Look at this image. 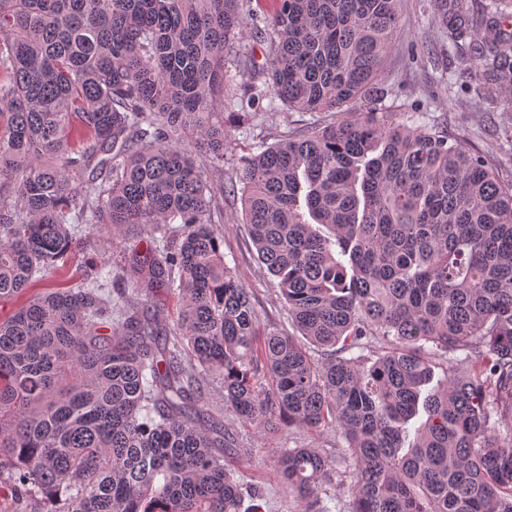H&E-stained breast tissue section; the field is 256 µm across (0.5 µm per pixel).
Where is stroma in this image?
<instances>
[{
  "label": "stroma",
  "instance_id": "obj_1",
  "mask_svg": "<svg viewBox=\"0 0 512 512\" xmlns=\"http://www.w3.org/2000/svg\"><path fill=\"white\" fill-rule=\"evenodd\" d=\"M400 10V27L384 61L386 86L393 90L398 101L424 104V111L415 118L416 125L430 126L460 139L483 156L502 179L511 180L512 112L503 111L498 104L477 107L475 91L484 86L486 77L476 61L460 60L449 48L432 0H402ZM224 79L229 85V96L224 100V127L228 134L224 163L207 170L211 183L228 188L215 202L216 225L224 235V261L251 295L260 334L272 331L291 334L295 327L288 306L257 257L240 196L230 193L229 188L238 182L237 172L243 157L254 152L260 143H276L310 123L331 121L332 115L289 111L280 99L270 94L262 103V112L242 124L234 113L233 99L242 94L251 77L239 73L234 61H230ZM136 243V237L130 235L113 240L104 234L92 247L77 241L68 262L54 269L49 277L33 282L31 290L36 293L46 288L72 286L91 260H118L124 249ZM199 405L205 412L221 418L237 447L250 449L247 457H225L224 466L244 485L261 488L264 497L260 512H300L297 496L288 490L279 473L278 459L285 449L308 446L330 457L336 470L344 471L349 466L337 446L335 431L314 433L285 422L278 429L270 430L258 421H241L225 403L224 388L217 378H210L205 384Z\"/></svg>",
  "mask_w": 512,
  "mask_h": 512
}]
</instances>
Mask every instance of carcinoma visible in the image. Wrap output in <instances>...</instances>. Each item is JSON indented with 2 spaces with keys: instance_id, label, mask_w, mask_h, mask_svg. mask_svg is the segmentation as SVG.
<instances>
[{
  "instance_id": "obj_1",
  "label": "carcinoma",
  "mask_w": 512,
  "mask_h": 512,
  "mask_svg": "<svg viewBox=\"0 0 512 512\" xmlns=\"http://www.w3.org/2000/svg\"><path fill=\"white\" fill-rule=\"evenodd\" d=\"M240 2L0 0V300L26 297L0 319V495L13 512H257L224 467L246 449L197 408L217 374L245 422L336 430L354 512H512V182L386 105L401 0H276L239 121L269 90L335 120L259 147L230 188L298 331L258 335L215 226L224 187L195 158L224 163ZM436 4L457 56L487 43L512 112V23ZM80 224L88 245L150 236L124 252L123 287L106 263L27 295ZM128 290L176 294L179 334L127 309ZM279 467L301 512H324L331 461L289 448Z\"/></svg>"
}]
</instances>
